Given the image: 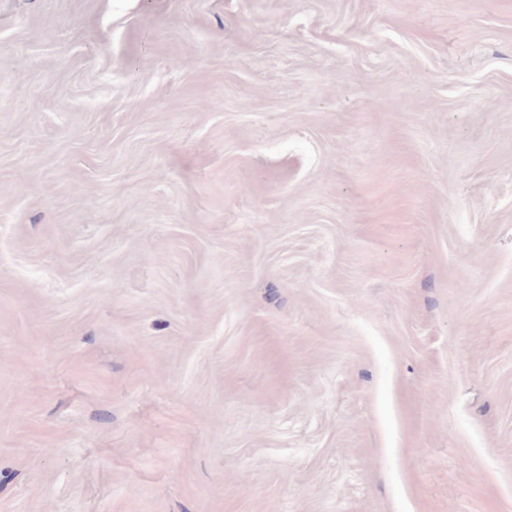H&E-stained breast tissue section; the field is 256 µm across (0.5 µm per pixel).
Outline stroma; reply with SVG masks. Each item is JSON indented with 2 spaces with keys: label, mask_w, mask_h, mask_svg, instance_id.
<instances>
[{
  "label": "stroma",
  "mask_w": 512,
  "mask_h": 512,
  "mask_svg": "<svg viewBox=\"0 0 512 512\" xmlns=\"http://www.w3.org/2000/svg\"><path fill=\"white\" fill-rule=\"evenodd\" d=\"M0 512H512V0H0Z\"/></svg>",
  "instance_id": "stroma-1"
}]
</instances>
